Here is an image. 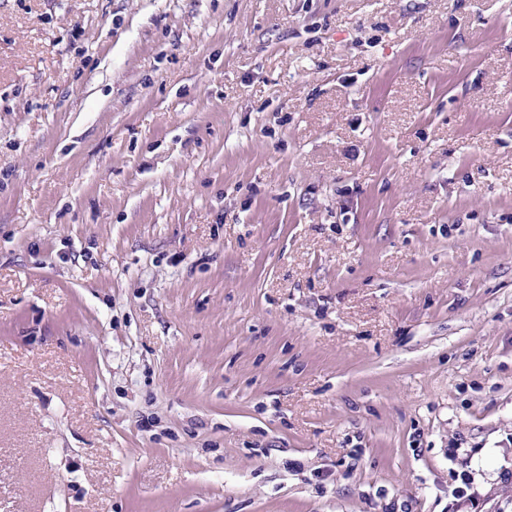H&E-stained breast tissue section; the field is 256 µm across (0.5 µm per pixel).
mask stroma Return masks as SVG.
<instances>
[{
	"label": "stroma",
	"mask_w": 512,
	"mask_h": 512,
	"mask_svg": "<svg viewBox=\"0 0 512 512\" xmlns=\"http://www.w3.org/2000/svg\"><path fill=\"white\" fill-rule=\"evenodd\" d=\"M0 512H512V0H0Z\"/></svg>",
	"instance_id": "obj_1"
}]
</instances>
